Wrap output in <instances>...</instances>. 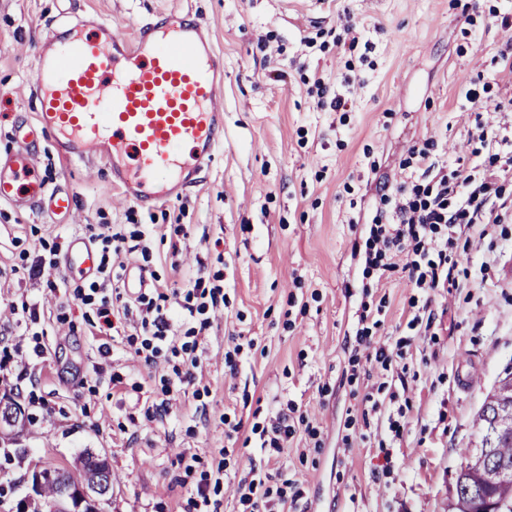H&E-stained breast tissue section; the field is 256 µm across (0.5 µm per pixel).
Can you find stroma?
<instances>
[{"label": "stroma", "instance_id": "35a3bbf8", "mask_svg": "<svg viewBox=\"0 0 512 512\" xmlns=\"http://www.w3.org/2000/svg\"><path fill=\"white\" fill-rule=\"evenodd\" d=\"M176 0H0V155L14 146V122L35 123L29 75L41 34L62 13L92 14L133 34ZM224 56V149L196 187L153 208L116 201L107 170L82 166L41 141L35 162L48 186L71 189L70 224L0 201V396L32 416L24 454L0 445V512L30 498L34 464L71 465L90 452L112 469L102 512H191L187 490L219 460L233 482L260 459L224 437V419L244 427L293 406L303 417L280 467L302 490L303 512H448L465 449L481 432L474 416L512 366V224L490 230L458 257L462 288L435 296L436 335L411 336L413 293L401 275H362V234L351 221L374 204L380 177L401 179L399 162L432 140L436 158L475 164L464 145L474 128L465 97L512 99L502 71L512 55L503 16L512 0H188ZM312 45H305L304 37ZM357 50H350L351 41ZM370 44L362 54L361 44ZM323 77L347 95L348 111L320 106L308 88ZM142 231L134 241L130 232ZM125 233L110 255L115 274L144 271L149 285L183 288L196 278L223 287L226 303L199 336L196 377L168 413L164 359L147 363L100 333L92 282L63 268L35 273L39 255L63 253L68 239ZM381 304L377 341L404 350L410 402L401 439L379 446L354 438L376 389L369 362L349 381L362 304ZM253 339L235 376L224 373L231 339Z\"/></svg>", "mask_w": 512, "mask_h": 512}]
</instances>
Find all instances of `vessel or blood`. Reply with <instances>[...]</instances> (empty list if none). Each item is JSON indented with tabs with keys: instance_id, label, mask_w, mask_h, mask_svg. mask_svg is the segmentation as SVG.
<instances>
[{
	"instance_id": "1",
	"label": "vessel or blood",
	"mask_w": 512,
	"mask_h": 512,
	"mask_svg": "<svg viewBox=\"0 0 512 512\" xmlns=\"http://www.w3.org/2000/svg\"><path fill=\"white\" fill-rule=\"evenodd\" d=\"M224 58L189 9L139 24L134 38L92 17L65 19L42 37L31 74L35 125L15 126L0 155V201L66 223L68 189L48 188L33 162L38 137L74 163L102 162L124 203L154 206L195 185L224 143L217 87ZM65 270L96 277L92 244L71 237Z\"/></svg>"
}]
</instances>
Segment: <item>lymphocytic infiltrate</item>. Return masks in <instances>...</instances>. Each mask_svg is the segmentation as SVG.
I'll list each match as a JSON object with an SVG mask.
<instances>
[{"mask_svg":"<svg viewBox=\"0 0 512 512\" xmlns=\"http://www.w3.org/2000/svg\"><path fill=\"white\" fill-rule=\"evenodd\" d=\"M466 99L478 114L470 141L484 153L480 163L451 170L435 160L433 142L413 146L400 163L401 169L409 173L407 180L400 182L393 193H380L360 251L364 275L405 273L413 290L407 327L418 336L429 335L436 323L428 307L431 295L451 292L458 285L454 273L458 234L482 239L493 225L512 223V135H506L503 126L480 119L483 97L470 91ZM182 294L183 309L198 324L180 338L170 333L172 313L165 292H142L128 300L120 285L112 287L113 299L121 302L125 314L133 318L126 342L135 355L150 362L166 349L176 359L173 380L164 386L163 399L152 406L153 415L159 417L166 415L171 397L193 379L199 367L194 338L210 327L212 312L224 301L222 288L206 287L200 277ZM380 325L375 316L360 315L354 349L374 362L379 378L377 391L393 402L399 394L398 365L393 350L373 339ZM251 432L258 435L266 457L264 463L251 465L250 480L237 487L242 512H276L280 507L294 510L302 497L296 481L276 479L272 468L284 441L295 432L288 414L279 412L253 423Z\"/></svg>","mask_w":512,"mask_h":512,"instance_id":"lymphocytic-infiltrate-1","label":"lymphocytic infiltrate"}]
</instances>
